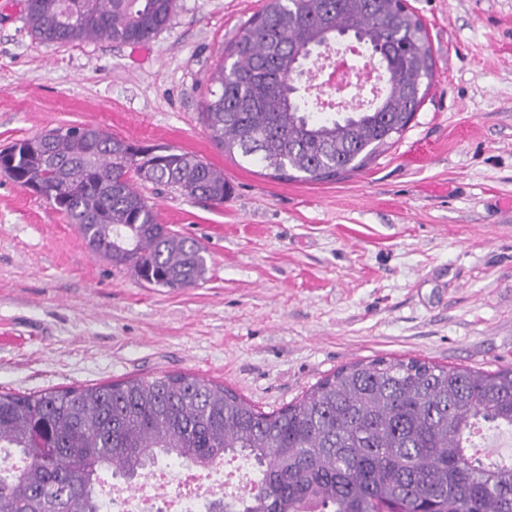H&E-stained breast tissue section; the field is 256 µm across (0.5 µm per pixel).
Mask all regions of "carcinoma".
I'll list each match as a JSON object with an SVG mask.
<instances>
[{
	"instance_id": "cac0c4a2",
	"label": "carcinoma",
	"mask_w": 512,
	"mask_h": 512,
	"mask_svg": "<svg viewBox=\"0 0 512 512\" xmlns=\"http://www.w3.org/2000/svg\"><path fill=\"white\" fill-rule=\"evenodd\" d=\"M177 0H25L48 46L136 44L167 28ZM353 31L386 50L382 94L344 115L309 112L296 56ZM208 78L202 120L224 152L279 180L325 182L357 171L406 131L434 77L425 26L403 0H269ZM17 142L16 169L62 188L56 206L94 254L144 283L205 280L204 248L160 223L134 181L224 203L231 186L204 159L86 124ZM481 422L512 430V367L492 372L419 358L343 366L295 403L264 413L222 384L186 373L38 393L0 392V512H106L101 473L131 482L161 455L207 468L226 455L258 479L205 512H512V463H486L464 436Z\"/></svg>"
}]
</instances>
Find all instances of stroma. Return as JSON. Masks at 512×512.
Returning a JSON list of instances; mask_svg holds the SVG:
<instances>
[{
  "label": "stroma",
  "instance_id": "stroma-1",
  "mask_svg": "<svg viewBox=\"0 0 512 512\" xmlns=\"http://www.w3.org/2000/svg\"><path fill=\"white\" fill-rule=\"evenodd\" d=\"M267 0H178L147 42L47 46L0 0V149L90 123L198 155L224 204L139 184L198 241L197 286L141 283L0 175V391L187 373L266 412L337 368L416 357L512 367V0H407L434 78L400 140L328 182L281 181L201 120L209 74Z\"/></svg>",
  "mask_w": 512,
  "mask_h": 512
}]
</instances>
